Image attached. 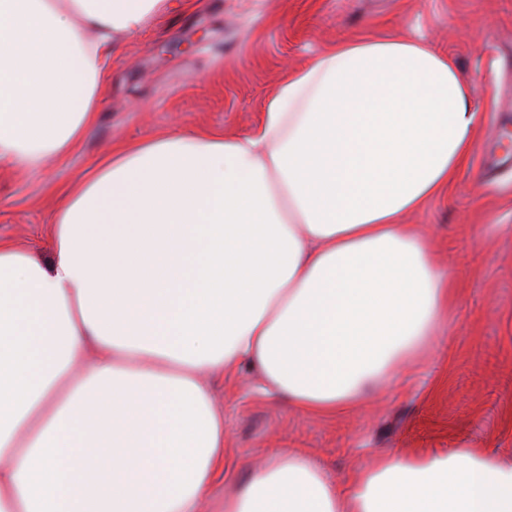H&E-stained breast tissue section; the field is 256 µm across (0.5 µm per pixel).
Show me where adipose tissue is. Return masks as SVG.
<instances>
[{"mask_svg":"<svg viewBox=\"0 0 512 512\" xmlns=\"http://www.w3.org/2000/svg\"><path fill=\"white\" fill-rule=\"evenodd\" d=\"M173 0H0V163L65 156L114 40ZM473 90L412 39H345L240 136L121 143L54 216L49 261L0 240V512H512V464L462 448L351 478L276 449L229 494L213 376L258 371L322 418L448 316L405 217L475 145Z\"/></svg>","mask_w":512,"mask_h":512,"instance_id":"1","label":"adipose tissue"}]
</instances>
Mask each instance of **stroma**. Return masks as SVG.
<instances>
[{
  "instance_id": "obj_1",
  "label": "stroma",
  "mask_w": 512,
  "mask_h": 512,
  "mask_svg": "<svg viewBox=\"0 0 512 512\" xmlns=\"http://www.w3.org/2000/svg\"><path fill=\"white\" fill-rule=\"evenodd\" d=\"M356 34L430 43L474 91L467 169L407 218L428 233L453 288L448 320L389 385L332 419L292 411L250 368L215 378L228 438L220 492L271 448L305 451L340 475L387 451L469 448L512 461V166L491 179L482 171L512 151V0H195L113 43L98 118L65 157L0 164V239L49 259L53 215L118 143L249 133L288 70Z\"/></svg>"
}]
</instances>
